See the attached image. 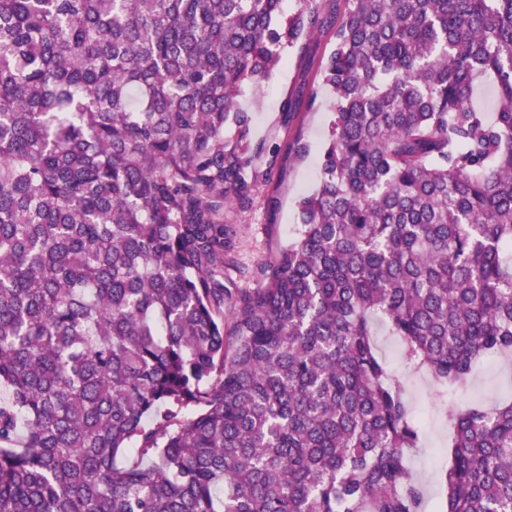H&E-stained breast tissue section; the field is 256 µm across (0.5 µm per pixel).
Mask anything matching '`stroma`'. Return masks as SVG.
Returning a JSON list of instances; mask_svg holds the SVG:
<instances>
[{"label": "stroma", "instance_id": "35a3bbf8", "mask_svg": "<svg viewBox=\"0 0 512 512\" xmlns=\"http://www.w3.org/2000/svg\"><path fill=\"white\" fill-rule=\"evenodd\" d=\"M336 48L333 30L300 38L285 52L286 61L269 78L246 84L237 98L252 115L247 171L250 201L224 208L225 223L238 231L229 271L235 287L252 288L259 265L294 238L297 203L317 185L327 139L331 101L321 68ZM380 357L399 381L405 398L423 424L424 434L407 465L427 491V512H440L445 497L443 473L448 465V423L439 411L454 401L462 406L491 405L512 398V358L477 362L466 388L455 394L436 385L406 361L397 337L376 327Z\"/></svg>", "mask_w": 512, "mask_h": 512}]
</instances>
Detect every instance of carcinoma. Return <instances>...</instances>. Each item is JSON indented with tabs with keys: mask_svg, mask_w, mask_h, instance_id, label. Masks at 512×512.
Returning <instances> with one entry per match:
<instances>
[{
	"mask_svg": "<svg viewBox=\"0 0 512 512\" xmlns=\"http://www.w3.org/2000/svg\"><path fill=\"white\" fill-rule=\"evenodd\" d=\"M283 2L0 0V512H426L375 328L512 353V0ZM325 27L318 187L231 289L237 96ZM448 427L442 512H512V399ZM494 93V97L492 95ZM473 104L486 113L488 119L493 117L497 105V92L495 85L489 80H483L476 84Z\"/></svg>",
	"mask_w": 512,
	"mask_h": 512,
	"instance_id": "cac0c4a2",
	"label": "carcinoma"
}]
</instances>
